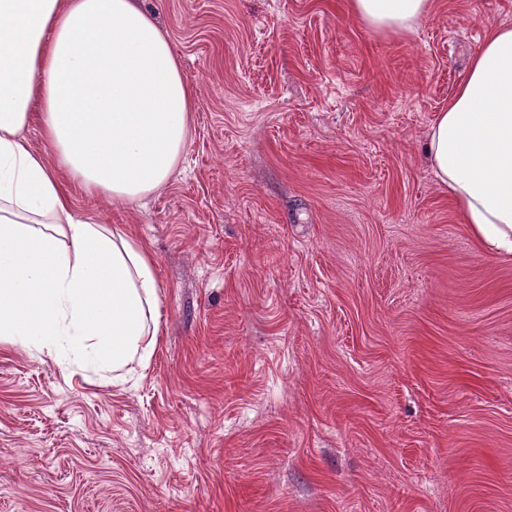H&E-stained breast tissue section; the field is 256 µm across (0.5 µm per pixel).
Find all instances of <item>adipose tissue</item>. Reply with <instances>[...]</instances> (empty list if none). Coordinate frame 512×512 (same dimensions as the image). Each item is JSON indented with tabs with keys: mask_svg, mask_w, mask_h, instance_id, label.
Here are the masks:
<instances>
[{
	"mask_svg": "<svg viewBox=\"0 0 512 512\" xmlns=\"http://www.w3.org/2000/svg\"><path fill=\"white\" fill-rule=\"evenodd\" d=\"M377 31L430 0H350ZM196 92L141 0H0V342L120 378L159 332L150 249L122 224L74 216L67 182L129 204L187 148ZM38 123L44 150L24 137ZM425 154L478 247L512 257V25L492 28L438 112Z\"/></svg>",
	"mask_w": 512,
	"mask_h": 512,
	"instance_id": "obj_1",
	"label": "adipose tissue"
}]
</instances>
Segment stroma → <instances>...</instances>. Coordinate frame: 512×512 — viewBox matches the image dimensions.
<instances>
[{
	"label": "stroma",
	"instance_id": "35a3bbf8",
	"mask_svg": "<svg viewBox=\"0 0 512 512\" xmlns=\"http://www.w3.org/2000/svg\"><path fill=\"white\" fill-rule=\"evenodd\" d=\"M144 5L190 142L143 202L71 193L149 245L159 336L119 381L0 343V512H512V258L423 151L512 0ZM352 13L377 31L411 30L429 14L430 0H350Z\"/></svg>",
	"mask_w": 512,
	"mask_h": 512
}]
</instances>
